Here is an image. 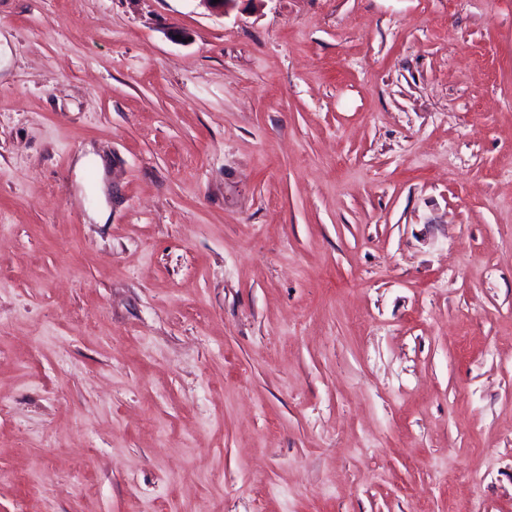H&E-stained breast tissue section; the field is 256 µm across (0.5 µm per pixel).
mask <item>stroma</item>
Returning <instances> with one entry per match:
<instances>
[{
    "label": "stroma",
    "mask_w": 512,
    "mask_h": 512,
    "mask_svg": "<svg viewBox=\"0 0 512 512\" xmlns=\"http://www.w3.org/2000/svg\"><path fill=\"white\" fill-rule=\"evenodd\" d=\"M1 403L0 512H512V0H0Z\"/></svg>",
    "instance_id": "obj_1"
}]
</instances>
